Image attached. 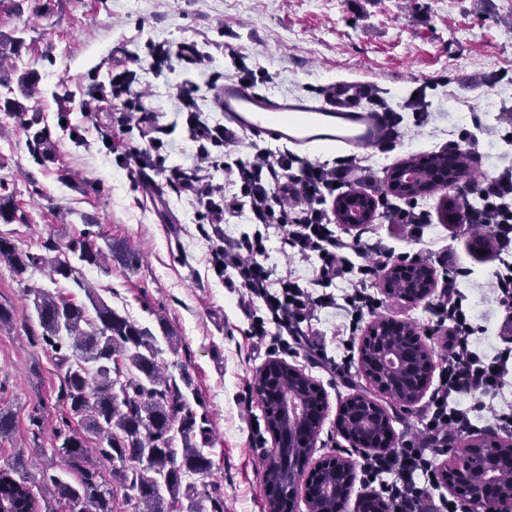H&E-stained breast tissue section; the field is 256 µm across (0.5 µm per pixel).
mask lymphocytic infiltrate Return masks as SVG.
Here are the masks:
<instances>
[{
  "mask_svg": "<svg viewBox=\"0 0 512 512\" xmlns=\"http://www.w3.org/2000/svg\"><path fill=\"white\" fill-rule=\"evenodd\" d=\"M150 66L155 73L170 68L172 61L203 73L209 70L211 55L189 42H153L149 45ZM137 71H121L112 80L116 106L112 122L124 130H138L146 147L122 152L123 162H134L138 172L163 174L167 183L192 199L197 206L198 224L211 227L214 243L209 262L225 287L246 288L249 297L260 299L265 315L253 316L250 334L268 341L272 350L288 352L308 341L310 326L318 310L338 307L348 318L349 338L344 349H352L351 335L365 314L381 305L369 286L375 274L389 263H418L407 253L394 254L377 232L343 239L336 231V217L327 207L338 189L347 188L353 171L348 159L334 164L312 163L289 150L254 146L243 159L224 161L223 149L237 138L223 123L210 120L197 107L198 85L180 88L177 98L187 111L186 125L194 144L193 165L167 166L166 137L170 126L160 124L138 91ZM223 179H216L215 171ZM479 206L464 204L456 221L482 231L495 245L499 265L493 272L498 300L504 309L512 308V172L477 181ZM378 217L387 224H401L411 235L419 236L428 222L427 212L418 201L392 203L387 195L378 197ZM243 218L252 232L225 235L223 226L230 219ZM286 230V245L293 255L312 262L315 275L308 282L292 276L276 275L267 263L266 243L271 231ZM364 257L354 265L350 254ZM443 270L439 291L428 302L435 328L444 329L449 338L448 355L439 368V383L418 414V435L405 439L399 448L364 454L360 475L364 484L378 486L385 512H467L461 500L435 499L438 485L433 463L436 452L447 448L455 434L474 430L478 421L488 429L512 434V408L492 411L483 418L485 398L502 386L512 347L496 349L494 354L479 351L474 345L476 327L471 310L460 289L459 268L439 255ZM347 281L342 296L332 291L336 281ZM472 403L461 407L460 397Z\"/></svg>",
  "mask_w": 512,
  "mask_h": 512,
  "instance_id": "obj_1",
  "label": "lymphocytic infiltrate"
}]
</instances>
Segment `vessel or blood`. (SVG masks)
<instances>
[{"label":"vessel or blood","mask_w":512,"mask_h":512,"mask_svg":"<svg viewBox=\"0 0 512 512\" xmlns=\"http://www.w3.org/2000/svg\"><path fill=\"white\" fill-rule=\"evenodd\" d=\"M370 83L342 79L327 86L322 98L276 97L227 81L212 100L226 127L269 139L282 146L308 149L329 145L357 154L392 144L401 133L381 112L366 108Z\"/></svg>","instance_id":"vessel-or-blood-1"}]
</instances>
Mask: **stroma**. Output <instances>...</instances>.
I'll return each instance as SVG.
<instances>
[{
  "label": "stroma",
  "mask_w": 512,
  "mask_h": 512,
  "mask_svg": "<svg viewBox=\"0 0 512 512\" xmlns=\"http://www.w3.org/2000/svg\"><path fill=\"white\" fill-rule=\"evenodd\" d=\"M14 38L21 44L10 62L21 72L36 70L41 92L27 100L20 89L0 87V101L9 96L25 102L24 112H0V181L19 215L0 223V236L43 255L47 244L87 231L95 241L112 239L138 253L136 267L115 261L81 272L112 308L154 334L167 377L189 376L188 402L210 432L203 448L210 468L190 478L203 512H213L216 500L223 512H267L265 471L273 444L252 447L250 435L265 420L254 378L274 354L249 336L250 318L238 292L213 272L195 204L169 187L148 196L112 151L140 144L138 133L113 128L111 99L98 103L93 119L83 116L79 102L91 86L109 85L113 74L138 71L147 105L161 123L175 126L168 165H191L194 148L177 91L184 81H195L199 110L214 113L206 82L212 76L234 79L228 56L234 50L260 71L254 88L261 92L317 96L338 79L370 82L373 102L403 117L402 138L392 150L357 158L373 167L378 186H386L392 168L409 156L451 144L474 152V170L493 177L512 169V152L501 150L512 140V0H0V40ZM162 40L196 42L213 57L208 74L176 63L154 75L147 46ZM417 92L427 102L420 119L407 106ZM31 124L46 129L50 140V157L41 165L28 146ZM420 203L432 214L422 237L398 224L377 230L399 254L426 258L448 251L463 270L461 289L478 327L475 342L493 352L504 337L512 338V317L499 307L494 288L496 254L473 249L471 234L455 222L463 205L455 190L435 191ZM32 288L86 299L72 281L51 280L47 269L18 272L0 263V304L16 311L13 323L0 327V410L14 425L12 434L0 437V469L23 467L43 512H67L39 484L43 470L62 469L51 449L64 412L65 371L32 336L39 325L23 311ZM374 291L382 306L376 316L364 317L358 336H365L374 317L395 319L416 326L434 361H441L446 349L424 302L388 294L379 279ZM284 359L325 396L312 459L340 455L359 463L360 449L336 428L340 403L353 395L387 411L393 444L417 427V404L379 391L360 360H352L346 383L304 351ZM34 413L41 427L31 425Z\"/></svg>",
  "instance_id": "35a3bbf8"
}]
</instances>
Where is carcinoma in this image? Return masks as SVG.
Listing matches in <instances>:
<instances>
[{
	"label": "carcinoma",
	"mask_w": 512,
	"mask_h": 512,
	"mask_svg": "<svg viewBox=\"0 0 512 512\" xmlns=\"http://www.w3.org/2000/svg\"><path fill=\"white\" fill-rule=\"evenodd\" d=\"M39 82L34 71L17 76L18 86L28 97L40 92ZM28 139L34 159L43 162L46 132L30 130ZM446 161L448 156L436 155L413 188L400 195L417 197L442 171L453 172V166H444ZM15 219L12 199L0 182V220L9 223ZM53 252L54 256L46 257L21 251L0 237V263L18 272L46 267L51 278L70 280L84 289L89 301L77 304L43 288L29 291L32 298L26 311L36 316L42 343L65 369L63 398L68 412L56 431L51 454L74 474L70 479L45 470L42 482L53 488L55 501L69 512H115L112 490L89 464L87 439L96 436L104 443L96 454L123 463L112 475L134 492L135 512H176L182 506L181 491L193 490L191 485L182 487L184 478L209 469V459L192 442L199 434L202 445L209 444L207 432L196 428V417L177 384L161 374L155 336L108 305L78 271L80 265L101 266L107 256L130 265L135 256L110 241L98 245L87 232L69 238ZM289 391L306 404L316 399L310 380L283 375L277 392ZM71 418L79 420L82 431L69 429ZM178 440L180 448L175 447ZM309 449L308 444L274 449L265 482L288 483V458L306 459ZM21 502L38 508L31 480L17 467L0 470V504L9 512H19Z\"/></svg>",
	"instance_id": "obj_1"
}]
</instances>
